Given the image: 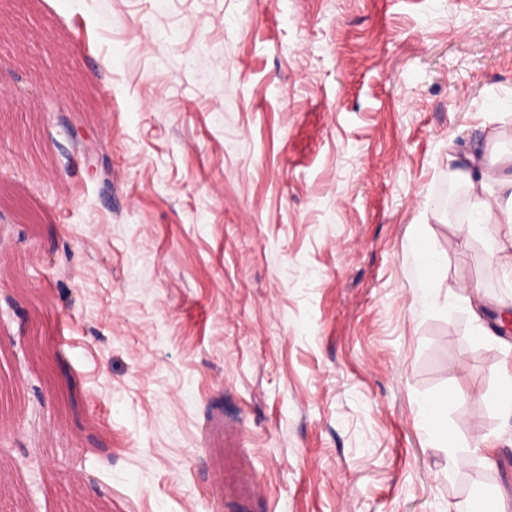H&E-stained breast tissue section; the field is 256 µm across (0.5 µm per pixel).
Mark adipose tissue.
Returning <instances> with one entry per match:
<instances>
[{
  "mask_svg": "<svg viewBox=\"0 0 512 512\" xmlns=\"http://www.w3.org/2000/svg\"><path fill=\"white\" fill-rule=\"evenodd\" d=\"M448 160L454 166L455 178L470 195L471 220L461 225V232L472 236L487 224H504L512 229V172L488 165L481 138L449 142ZM453 402V395L444 393L426 398L421 404L418 422L432 447L448 448L453 443L446 420Z\"/></svg>",
  "mask_w": 512,
  "mask_h": 512,
  "instance_id": "1",
  "label": "adipose tissue"
}]
</instances>
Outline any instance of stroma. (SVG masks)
I'll use <instances>...</instances> for the list:
<instances>
[{"mask_svg":"<svg viewBox=\"0 0 512 512\" xmlns=\"http://www.w3.org/2000/svg\"><path fill=\"white\" fill-rule=\"evenodd\" d=\"M483 123L512 155V0H0L10 512H512ZM448 161L470 195V224H461L459 231L473 236L485 224H505L512 234V172L488 165L479 136L461 142L450 138ZM454 396L448 393L435 395L423 400L418 422L427 432L431 447L446 448L453 447V437L448 433L446 417L448 408L453 404Z\"/></svg>","mask_w":512,"mask_h":512,"instance_id":"35a3bbf8","label":"stroma"}]
</instances>
